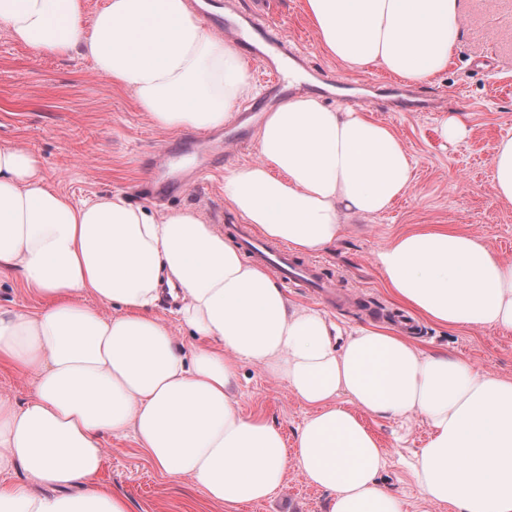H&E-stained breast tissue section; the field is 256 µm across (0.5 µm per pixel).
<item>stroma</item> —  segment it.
Returning <instances> with one entry per match:
<instances>
[{
	"instance_id": "stroma-1",
	"label": "stroma",
	"mask_w": 512,
	"mask_h": 512,
	"mask_svg": "<svg viewBox=\"0 0 512 512\" xmlns=\"http://www.w3.org/2000/svg\"><path fill=\"white\" fill-rule=\"evenodd\" d=\"M460 5L458 52L446 72L415 90L460 100L464 108L457 117L464 135L444 141L440 112L365 108L368 118L391 127L402 139L413 167L411 185L388 210L354 225L336 246L317 254L321 277L336 285L335 306L323 305L303 289L284 287L290 302L324 312L342 329L387 326L404 313L375 264L376 253L396 235L423 228L466 232L512 261V203L496 196L491 166L496 144L512 134V0H460ZM263 6L280 38L302 51L307 69L352 81L362 94L390 79L382 67L357 70L329 57L304 0H266ZM194 137L191 131L156 127L131 92L97 76L91 59L40 52L0 30V142L25 147L45 179L74 203L121 193L148 211L194 208L222 228L240 223L224 200V171L257 159L253 141L231 149L222 168L184 193L159 202L136 197L134 188L151 174L159 151ZM44 304L16 274H0V311L33 312ZM413 341L426 353L461 358L475 369L512 379V332L447 327L422 318ZM233 400L242 413L278 427L290 446L310 414L284 382L254 363L240 364ZM362 420L386 451L380 482L401 499L405 512H452L425 500L404 465L428 441L422 419L401 422L366 414ZM104 448L98 481L125 497L130 512H328L329 493L295 468L271 497L229 508L209 499L191 479L174 482L163 476L133 434L105 437Z\"/></svg>"
}]
</instances>
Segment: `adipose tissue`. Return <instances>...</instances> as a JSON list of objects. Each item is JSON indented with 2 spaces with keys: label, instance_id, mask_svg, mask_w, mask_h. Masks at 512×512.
<instances>
[{
  "label": "adipose tissue",
  "instance_id": "1",
  "mask_svg": "<svg viewBox=\"0 0 512 512\" xmlns=\"http://www.w3.org/2000/svg\"><path fill=\"white\" fill-rule=\"evenodd\" d=\"M325 52L417 84L459 47L460 0H305ZM0 0V29L39 51L90 57L165 130L223 127L253 93L246 62L188 0ZM259 158L228 169L224 198L265 238L310 254L349 219L382 212L412 168L395 131L314 95L266 112ZM404 305L442 326L512 331V262L483 239L424 229L376 254ZM47 298L0 311V363L34 378L23 404L0 397V512H128L96 482L105 435L133 432L167 478H190L228 506L270 497L297 466L331 494L329 512H403L378 475L386 452L361 413L421 417L408 464L422 496L455 512H512V379L430 355L394 330L349 335L291 304L270 272L243 261L192 209L152 214L118 193L75 204L24 148L0 143V272ZM202 345L185 353L154 314L163 292ZM91 295L114 315L83 304ZM262 365L311 408L294 450L265 419L241 414L240 363Z\"/></svg>",
  "mask_w": 512,
  "mask_h": 512
}]
</instances>
